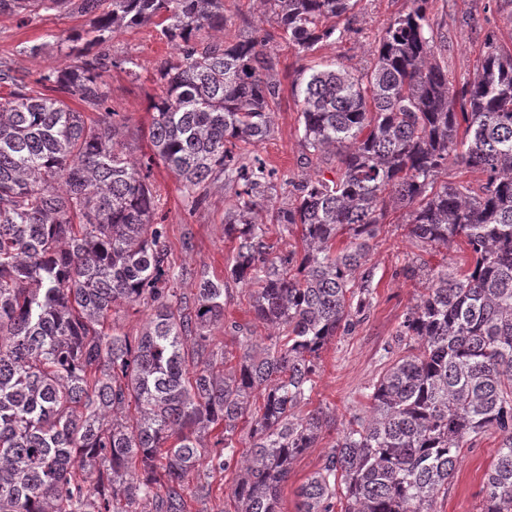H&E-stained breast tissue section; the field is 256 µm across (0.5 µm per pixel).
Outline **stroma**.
<instances>
[{
	"label": "stroma",
	"mask_w": 512,
	"mask_h": 512,
	"mask_svg": "<svg viewBox=\"0 0 512 512\" xmlns=\"http://www.w3.org/2000/svg\"><path fill=\"white\" fill-rule=\"evenodd\" d=\"M411 5V0H358L354 9L338 20L339 27L346 30L344 38L320 44L308 53L279 38L270 43L282 92L273 130L256 152L276 172L270 191L275 201L293 204V182L310 172L293 80L299 72L333 62L353 73L366 70L374 62V48L391 19ZM224 17V36L228 39L275 29L272 20L260 18L253 0H224ZM427 17L438 43L437 60L447 68L453 83L474 77L488 40L512 50V0H429ZM86 24V17L73 7L28 16L1 11L0 70L31 81L63 66L67 62L66 37ZM34 43L44 44V51L26 53V46ZM107 47L113 58L130 56L139 64L138 81L115 69L106 76L104 90L109 105L125 119L121 140L128 153L137 160L148 158L152 153L147 138L152 120L148 97L155 91L158 66L175 51L160 40L151 24L113 34ZM152 182L159 197L158 215L168 226L173 261L194 273L223 278L235 255L233 242L224 236V217L234 202L233 190L223 179L213 180L206 201L191 212L185 205L181 183L163 165L154 166ZM399 220V213H389L373 241L370 264L375 268L374 300L366 318L351 335L336 337L321 353L317 384L303 409H323L331 423L316 446L291 464L288 480L280 489V512H296L300 486L321 468L350 416L362 412L366 390L376 381L385 352L395 350L396 331L416 301L417 281L405 269L422 249L405 237ZM187 236L193 242L189 251L182 246ZM232 292L233 298L224 309V325L212 331L217 341L226 345L225 365L229 368L237 365L241 354L238 344L230 339L229 322L246 325L253 321L245 290L236 285ZM499 446V433L490 430L473 447L464 449L448 494L437 499L433 512H479L484 473Z\"/></svg>",
	"instance_id": "1"
}]
</instances>
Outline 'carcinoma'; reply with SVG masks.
<instances>
[{"mask_svg": "<svg viewBox=\"0 0 512 512\" xmlns=\"http://www.w3.org/2000/svg\"><path fill=\"white\" fill-rule=\"evenodd\" d=\"M299 50L336 40L332 20L352 0H259ZM394 17L372 68L328 67L294 81L310 157L336 153V177L293 184L296 203L266 199L275 179L255 153L269 137L281 82L271 33L226 42L224 0H81L89 16L72 61L32 82L0 72V512H188L194 471L235 465L237 512H280L292 462L329 423L298 405L317 360L372 306L371 240L387 211L426 250L461 241L452 269L421 259L407 273L423 291L373 383L365 415L349 420L321 469L299 489L297 512H432L448 495L464 445L501 435L484 475L481 512H512V51L488 41L481 72L457 87L437 62L428 0ZM72 0H0V11L61 9ZM152 23L176 54L157 69L148 138L135 161L102 91L132 57L103 49L112 34ZM75 98L98 114L72 109ZM161 163L194 211L221 174L234 189L224 235L236 242L227 279L187 270L167 245L150 182ZM483 175L438 182L450 165ZM299 232L301 249L270 240ZM348 239L340 250L336 238ZM248 288L253 342L217 369L229 283ZM117 306L150 314L132 339L106 328ZM250 446L233 441L251 400Z\"/></svg>", "mask_w": 512, "mask_h": 512, "instance_id": "1", "label": "carcinoma"}]
</instances>
